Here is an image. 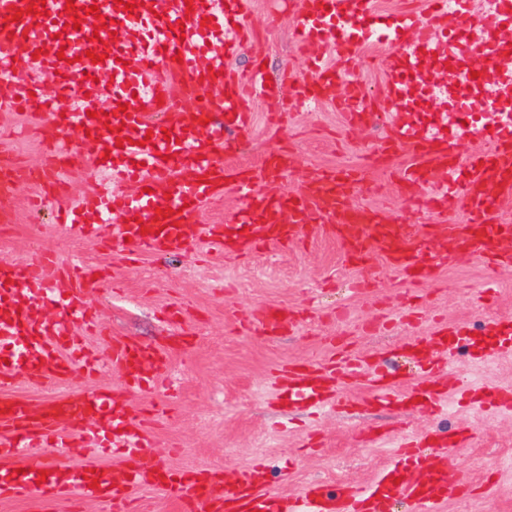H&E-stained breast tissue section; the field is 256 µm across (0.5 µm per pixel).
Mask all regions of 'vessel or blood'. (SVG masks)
Masks as SVG:
<instances>
[{"label":"vessel or blood","mask_w":512,"mask_h":512,"mask_svg":"<svg viewBox=\"0 0 512 512\" xmlns=\"http://www.w3.org/2000/svg\"><path fill=\"white\" fill-rule=\"evenodd\" d=\"M83 18L70 26L67 3ZM124 10L115 0H0V110L20 111L30 119L51 109L61 119L52 133V153L38 178L47 194H69L67 166L91 160L103 179L66 216L71 234L95 237L103 245L127 238V252L167 254L207 243L218 255L247 253L335 234L354 255L381 258L406 282L418 283L457 256L468 255L485 267L512 269V224L502 207L512 201V0H497L469 26L448 28L445 0H427L424 9L399 14L380 10L378 0H302V19L294 31L299 50L309 53L311 77L294 83L298 100L314 101L340 89L336 100L346 122L364 127L375 109L365 86L352 75L354 59L374 41L388 45L383 59V97L396 112L372 166L396 153L409 159L396 180L414 189L415 202L436 212L440 221L399 230L384 209L357 201L367 189L370 166L310 171L292 190L286 175L292 165L279 148L255 167L225 164L228 136L246 131L254 99L272 90L262 69L247 81L231 79L224 58L242 44L247 0H135ZM98 6V15L88 12ZM45 14H28V7ZM21 18H14V8ZM33 53L37 77L23 75L14 60L18 47ZM333 52L332 61L319 56ZM101 55L92 63L91 54ZM111 80H100L102 70ZM217 88L219 103L197 99L201 89ZM127 112H120V105ZM430 120H423V113ZM486 146L461 153L465 139ZM28 170L0 158V190L25 183ZM136 184V193L122 192ZM233 187L243 205L219 226L196 223L203 203ZM169 209L158 218V209ZM459 209L465 222L448 220ZM61 285L50 318L38 311L48 284ZM94 284L91 270L64 268L52 257L0 265V499L35 503L105 502L127 504L131 492L161 488L186 512H441L448 500V468L454 450L475 441L473 427L401 437L372 483L350 482L329 488L307 483L297 493L277 495L266 488L264 465L240 468L233 479L204 470L175 478L166 463L144 462L148 442L143 422L128 402L95 387L64 392L40 405L9 396L14 374L35 383L64 384L76 370H97V359L76 336L74 324L91 313L84 292ZM263 334L278 338L295 328L287 310L260 317ZM489 342L487 364L512 354V322L493 318L475 336L468 328L444 323L429 335L407 336V358L427 366L429 379L407 385L387 376L377 358L350 357L349 342L330 340L321 360L289 364L292 397L327 408L335 406L333 380L368 376L370 404L405 411L425 406L447 410L436 378L453 371L461 352L480 337ZM109 357L124 374L126 389L145 388L164 378L169 357L164 346L124 336L111 340ZM424 404H417V397ZM120 447L122 464L94 475L91 465L72 470L38 455L41 447L62 448L61 430Z\"/></svg>","instance_id":"1"}]
</instances>
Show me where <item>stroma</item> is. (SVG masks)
Wrapping results in <instances>:
<instances>
[{"label":"stroma","mask_w":512,"mask_h":512,"mask_svg":"<svg viewBox=\"0 0 512 512\" xmlns=\"http://www.w3.org/2000/svg\"><path fill=\"white\" fill-rule=\"evenodd\" d=\"M301 12L302 0H249L248 18L257 34L228 61V71L246 79L261 62L274 80L288 71L308 77V63L293 40ZM22 121V115L0 111V153L35 171L49 155L53 124L45 122L18 139L13 132ZM384 132L380 124L347 126L333 100L309 106L285 90L277 98L257 102L254 122L230 159L253 165L268 151L287 148L295 159L287 183L295 190L312 169L363 162ZM405 161L400 154L391 167L372 170L371 179L383 184L384 192L366 193L360 202L385 208L398 226L434 223L435 214L416 206L391 176L392 167ZM35 190V184L27 183L0 196V209L14 216L13 224L0 228V262L49 253L63 265L100 271L103 284L88 289L85 296L98 327L75 329L87 347L104 355L114 336L146 343L166 336L195 339L192 347L172 353L164 383L146 390L126 392L122 374L114 367L92 380L77 374L69 381L73 389L89 383L125 395L140 417L153 402H168L167 415L148 428L146 462L162 461L176 474L188 475L204 468L230 473L262 461L272 490L293 494L313 480L330 487L345 481L370 483L389 460L388 446L371 441V434L395 439L468 423L479 436L455 450L450 477L469 483L471 490L449 499L444 512H512V414H472L452 406L447 414L436 416L368 407L361 403L365 384L357 381L338 389L341 397L355 401V408L314 417L306 404L277 395L272 376L274 368L288 362L327 355L325 339L349 329L360 353H386L388 367L413 378L416 365L403 358L399 345L410 332L421 333L425 327L386 325L390 312L406 310L415 296L430 318L473 329L489 317L512 318V270L492 274L465 256L412 286L378 262L373 286L361 299L351 291L358 265L325 233L246 258L211 259L190 249L168 256L145 254L131 262L120 243L106 252L91 240L61 234L56 222L59 202L49 196L40 209H30L27 198ZM491 277L497 280L498 294L494 302L484 304L475 291ZM268 306L299 311V324L275 341L245 332L241 320L256 317ZM453 375L491 389L512 386V358L480 369L473 354L466 352Z\"/></svg>","instance_id":"35a3bbf8"}]
</instances>
